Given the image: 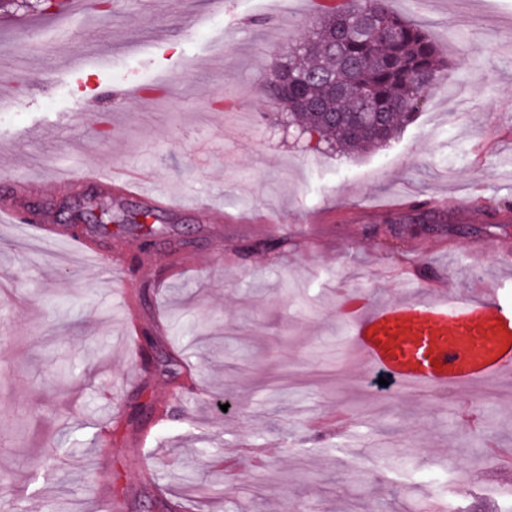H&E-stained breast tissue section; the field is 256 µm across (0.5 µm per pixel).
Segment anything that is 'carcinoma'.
Here are the masks:
<instances>
[{"label":"carcinoma","instance_id":"1","mask_svg":"<svg viewBox=\"0 0 512 512\" xmlns=\"http://www.w3.org/2000/svg\"><path fill=\"white\" fill-rule=\"evenodd\" d=\"M366 10L387 35L342 37L341 29ZM291 64L292 79L284 80L278 68L268 82L279 89L288 124L347 153L384 144L412 123L420 110L415 98H425L446 67L429 34L396 11L392 0H319L313 36L295 45ZM365 93L370 111L382 113L377 134L361 127ZM82 211L94 215L101 236L111 235L107 206L89 201Z\"/></svg>","mask_w":512,"mask_h":512}]
</instances>
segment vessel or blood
<instances>
[{
    "label": "vessel or blood",
    "mask_w": 512,
    "mask_h": 512,
    "mask_svg": "<svg viewBox=\"0 0 512 512\" xmlns=\"http://www.w3.org/2000/svg\"><path fill=\"white\" fill-rule=\"evenodd\" d=\"M76 177L88 186L137 196L145 183L144 177L96 166ZM0 223H27L13 191L0 192ZM484 292L481 299L442 292L357 304L351 340L395 390L478 388L512 372V282L485 286Z\"/></svg>",
    "instance_id": "obj_1"
}]
</instances>
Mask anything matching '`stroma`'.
<instances>
[{
	"instance_id": "35a3bbf8",
	"label": "stroma",
	"mask_w": 512,
	"mask_h": 512,
	"mask_svg": "<svg viewBox=\"0 0 512 512\" xmlns=\"http://www.w3.org/2000/svg\"><path fill=\"white\" fill-rule=\"evenodd\" d=\"M317 0H69L0 16V184L41 179L26 204L58 225L89 194L50 170L149 173L167 211L109 195L112 236L66 252L0 224V512H404L444 503L430 461L470 476L464 512H512V379L476 394L394 396L350 340L351 298L400 295L416 264L449 294L479 298L512 266V0H394L448 63L415 120L347 155L288 125L261 88L312 36ZM446 201L438 234L383 216L305 214ZM152 210L144 236L128 212ZM288 230L268 232L267 212ZM114 275H107V268ZM151 332L136 364L132 327ZM193 387L181 397L165 360ZM211 461L200 465L201 452ZM204 477L217 495L184 487Z\"/></svg>"
}]
</instances>
